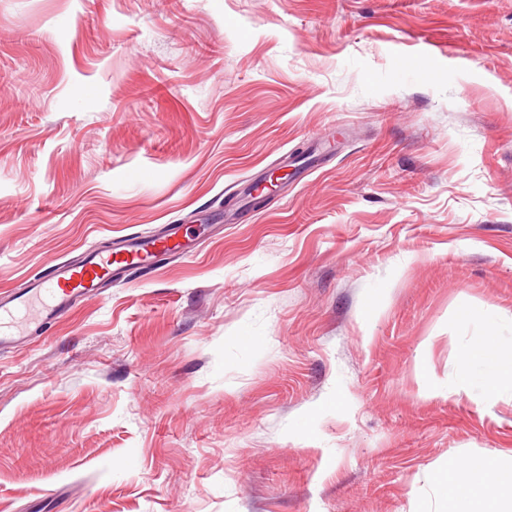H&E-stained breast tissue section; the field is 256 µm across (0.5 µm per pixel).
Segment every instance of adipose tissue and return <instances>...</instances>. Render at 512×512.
<instances>
[{
  "mask_svg": "<svg viewBox=\"0 0 512 512\" xmlns=\"http://www.w3.org/2000/svg\"><path fill=\"white\" fill-rule=\"evenodd\" d=\"M459 379L464 388L481 395L512 390V355L503 352L496 334L464 353ZM444 488L459 493L465 503L460 512H512V473L492 482L480 469L467 472L452 467Z\"/></svg>",
  "mask_w": 512,
  "mask_h": 512,
  "instance_id": "1",
  "label": "adipose tissue"
}]
</instances>
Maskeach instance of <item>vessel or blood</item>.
<instances>
[{
    "label": "vessel or blood",
    "mask_w": 512,
    "mask_h": 512,
    "mask_svg": "<svg viewBox=\"0 0 512 512\" xmlns=\"http://www.w3.org/2000/svg\"><path fill=\"white\" fill-rule=\"evenodd\" d=\"M188 251V243L168 231L85 251L75 261H50L46 274L30 277L0 296V349L27 342L34 331L63 313L101 298L115 272L149 271L160 261L181 258Z\"/></svg>",
    "instance_id": "b4317fda"
}]
</instances>
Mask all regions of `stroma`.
Masks as SVG:
<instances>
[{"mask_svg":"<svg viewBox=\"0 0 512 512\" xmlns=\"http://www.w3.org/2000/svg\"><path fill=\"white\" fill-rule=\"evenodd\" d=\"M170 224L0 352V512H458L512 460L458 381L512 343V0H0V291Z\"/></svg>","mask_w":512,"mask_h":512,"instance_id":"obj_1","label":"stroma"}]
</instances>
